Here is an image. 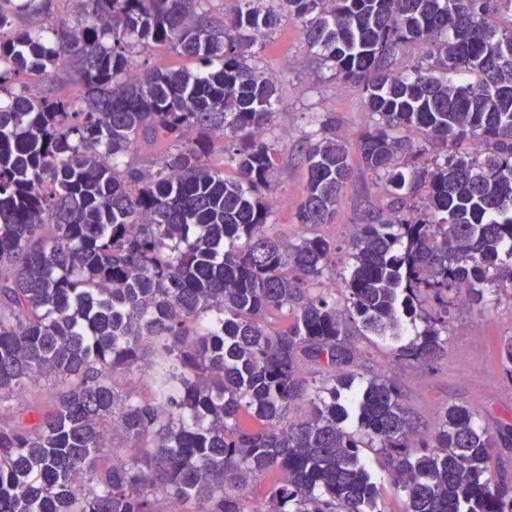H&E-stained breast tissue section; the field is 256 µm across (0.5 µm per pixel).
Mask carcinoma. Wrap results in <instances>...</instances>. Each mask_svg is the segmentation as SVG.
Listing matches in <instances>:
<instances>
[{
  "instance_id": "cac0c4a2",
  "label": "carcinoma",
  "mask_w": 512,
  "mask_h": 512,
  "mask_svg": "<svg viewBox=\"0 0 512 512\" xmlns=\"http://www.w3.org/2000/svg\"><path fill=\"white\" fill-rule=\"evenodd\" d=\"M57 2L0 0V512H384L363 448L404 512H512L493 479L512 427L450 405L421 432L392 380L344 371L356 332L440 358L456 303L485 310L512 284V26L494 24L512 0H236L231 17L214 0H68L69 19ZM285 13L372 118L352 146L313 113L300 147V223H331L353 148L387 201L355 225L336 290L321 282L336 242L271 230L278 85L252 48ZM423 44L473 80L412 59ZM150 46L199 68L145 67ZM217 148L237 177L210 164ZM148 345L153 398L129 387ZM36 387L48 408L10 422ZM114 436L129 454L110 460ZM270 470L254 507L247 483ZM362 454L366 456L364 462L367 467L381 476V504L382 508L390 512H402L405 507L404 498L396 492L381 470V456L374 454L369 448H363Z\"/></svg>"
}]
</instances>
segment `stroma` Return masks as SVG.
I'll return each instance as SVG.
<instances>
[{
	"label": "stroma",
	"instance_id": "1",
	"mask_svg": "<svg viewBox=\"0 0 512 512\" xmlns=\"http://www.w3.org/2000/svg\"><path fill=\"white\" fill-rule=\"evenodd\" d=\"M258 64L278 78V96L273 103L274 133L280 145L275 182L271 196L287 195L288 205L274 209L271 222L275 232L291 242L318 234L348 242L352 225L367 219L380 206L383 189L357 173L336 210L332 223L315 228L300 224L298 206L303 198L306 169L298 149L307 129L309 112H332L339 120L337 131L356 141L371 117L366 111L362 91L343 87L304 44L301 27L283 18L258 55ZM512 341V288H498L487 316L463 304L454 312L448 331L445 354L426 365L397 359L390 344L374 338L357 337L362 356L353 368L358 378L385 375L399 387L404 404L421 430L434 427L448 405L470 407L490 427L512 425V372L501 360L504 344Z\"/></svg>",
	"mask_w": 512,
	"mask_h": 512
}]
</instances>
